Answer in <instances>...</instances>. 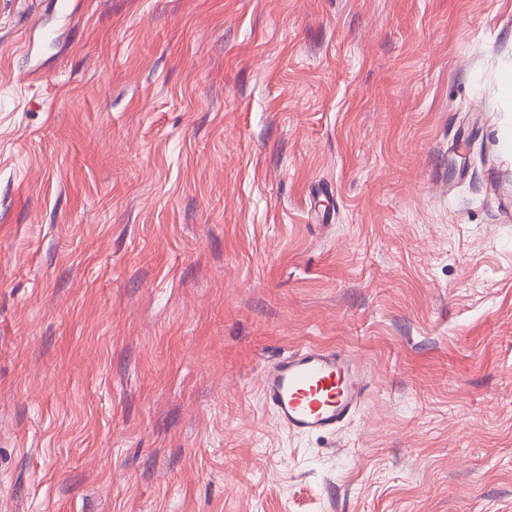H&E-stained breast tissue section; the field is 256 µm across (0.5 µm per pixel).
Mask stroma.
Listing matches in <instances>:
<instances>
[{"label": "stroma", "instance_id": "obj_1", "mask_svg": "<svg viewBox=\"0 0 512 512\" xmlns=\"http://www.w3.org/2000/svg\"><path fill=\"white\" fill-rule=\"evenodd\" d=\"M511 62L512 0H0V512H512ZM370 379L349 354L306 345L268 364L262 398L292 434H332L358 412Z\"/></svg>", "mask_w": 512, "mask_h": 512}]
</instances>
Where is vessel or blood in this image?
<instances>
[{
  "label": "vessel or blood",
  "mask_w": 512,
  "mask_h": 512,
  "mask_svg": "<svg viewBox=\"0 0 512 512\" xmlns=\"http://www.w3.org/2000/svg\"><path fill=\"white\" fill-rule=\"evenodd\" d=\"M370 379L349 354L307 345L268 364L262 398L292 434H331L358 412Z\"/></svg>",
  "instance_id": "b4317fda"
}]
</instances>
